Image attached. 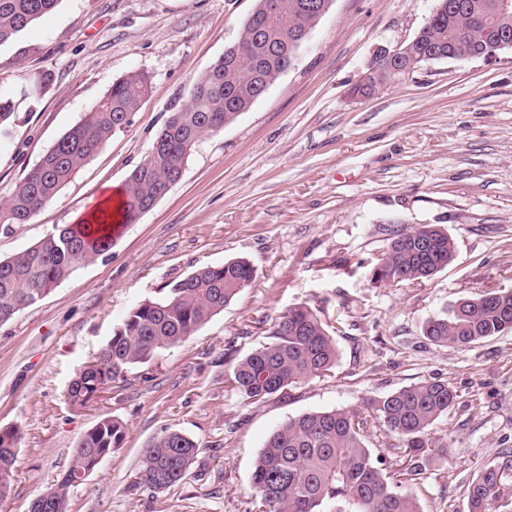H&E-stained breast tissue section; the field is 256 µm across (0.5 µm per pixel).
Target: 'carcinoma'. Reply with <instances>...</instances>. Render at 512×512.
Segmentation results:
<instances>
[{
  "instance_id": "carcinoma-1",
  "label": "carcinoma",
  "mask_w": 512,
  "mask_h": 512,
  "mask_svg": "<svg viewBox=\"0 0 512 512\" xmlns=\"http://www.w3.org/2000/svg\"><path fill=\"white\" fill-rule=\"evenodd\" d=\"M59 0H0V45L51 12ZM278 14L267 15L263 0L245 21L237 42L201 72L187 103L168 113L144 159L127 176L123 223L132 224L180 180L202 136L218 132L261 98L290 67L310 32L327 12L329 0H277ZM497 0H436L428 21L413 38L412 52L382 62L360 88L370 95L403 77L402 68L426 60L471 59L484 54L495 34L512 42V9ZM149 76L134 72L116 79L84 118L61 136L0 203V230L27 224L123 126L131 124L149 90ZM15 103L0 96V137L8 135ZM114 236L93 239L85 224L64 225L32 246L0 259V324L41 301L60 282L108 252ZM455 242L434 224L396 232L374 261L376 280L428 279L452 261ZM243 258L203 266L174 283L161 297L147 298L69 383L70 405L81 407L100 389L111 391L132 368L155 360L182 343L224 310L254 279ZM512 330V289L458 301L429 319L423 335L439 346L468 348ZM270 341L243 357L226 382L244 399L260 401L325 375L336 365V344L317 312L297 305L281 314ZM456 394L448 384L428 380L386 396L363 399L347 409L314 411L291 418L274 430L253 468L255 512H421L417 499L401 489L373 457L364 434L378 427L396 437L393 451L427 459L429 432L448 414ZM125 439V424L100 420L79 440L69 467L36 498L42 512H69L71 488L81 484L92 454H112ZM18 431L0 437V465L14 469ZM199 446L177 431L157 437L145 449L137 484L152 491L184 478ZM512 467L488 466L468 484V512H512Z\"/></svg>"
}]
</instances>
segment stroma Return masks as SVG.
<instances>
[{
	"mask_svg": "<svg viewBox=\"0 0 512 512\" xmlns=\"http://www.w3.org/2000/svg\"><path fill=\"white\" fill-rule=\"evenodd\" d=\"M255 0H60L0 46V95L16 111L0 139V201L112 82L151 79L131 124L106 142L29 223L0 231V258L77 223L105 185L123 186L173 106L240 35ZM435 0H332L296 59L246 112L203 136L181 179L111 249L0 325V427L19 431L15 478L0 512H29L103 417L126 425L121 448L71 490L70 512H255L251 475L272 431L310 411L351 408L424 380L454 406L433 425L420 479L394 439L365 443L422 512H468L474 473L512 451V332L460 349L425 322L456 302L512 288V50L498 59L424 63L362 100L377 49L410 41ZM50 80L36 101L26 83ZM437 224L455 256L431 278L375 281L371 262L397 231ZM231 258L251 285L182 344L137 366L122 387L72 408L66 389L140 301ZM306 304L338 353L327 375L258 402L225 375ZM166 431L199 453L160 492L135 487L145 448Z\"/></svg>",
	"mask_w": 512,
	"mask_h": 512,
	"instance_id": "stroma-1",
	"label": "stroma"
}]
</instances>
